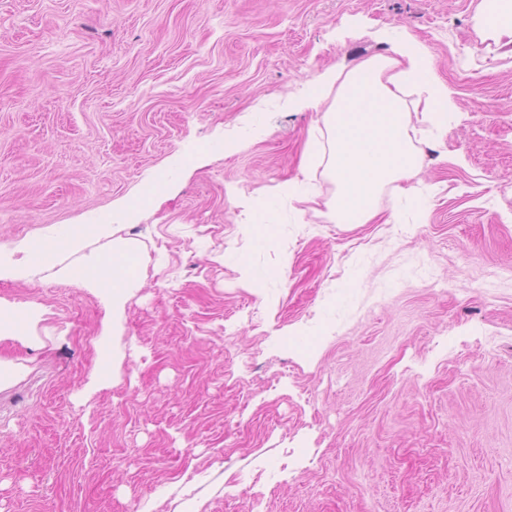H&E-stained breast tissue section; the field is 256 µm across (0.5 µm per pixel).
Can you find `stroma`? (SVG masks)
Returning a JSON list of instances; mask_svg holds the SVG:
<instances>
[{"label":"stroma","mask_w":512,"mask_h":512,"mask_svg":"<svg viewBox=\"0 0 512 512\" xmlns=\"http://www.w3.org/2000/svg\"><path fill=\"white\" fill-rule=\"evenodd\" d=\"M485 4L0 0V250L110 225L0 280L42 341L0 339V512H512V40ZM396 30L460 110L338 224L321 115L291 100ZM116 240L139 262L117 316L56 275ZM165 185V177L159 178L139 198H136L124 208L114 211L112 214L113 222L124 221L132 211H135L136 208H141L151 197L160 193L164 189Z\"/></svg>","instance_id":"1"}]
</instances>
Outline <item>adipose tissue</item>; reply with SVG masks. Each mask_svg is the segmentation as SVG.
Instances as JSON below:
<instances>
[{"label":"adipose tissue","instance_id":"obj_1","mask_svg":"<svg viewBox=\"0 0 512 512\" xmlns=\"http://www.w3.org/2000/svg\"><path fill=\"white\" fill-rule=\"evenodd\" d=\"M314 85L313 92L295 97L293 106L314 111L323 91L335 93L331 107L322 111L326 142L311 146L321 158L325 176L336 186L328 214L339 224L368 223L377 214L382 190L419 170L412 113L421 112L424 121L438 129L447 126L457 103L435 74L432 52L403 33L392 38L390 55L364 59L345 72L324 70ZM107 230L104 224L65 227L50 240L33 239L21 245V258L0 253V279H31L50 253L79 249ZM134 259L131 243L116 242L111 252L80 270L63 268L59 274L77 278L83 287L103 294L117 316L138 281Z\"/></svg>","mask_w":512,"mask_h":512}]
</instances>
